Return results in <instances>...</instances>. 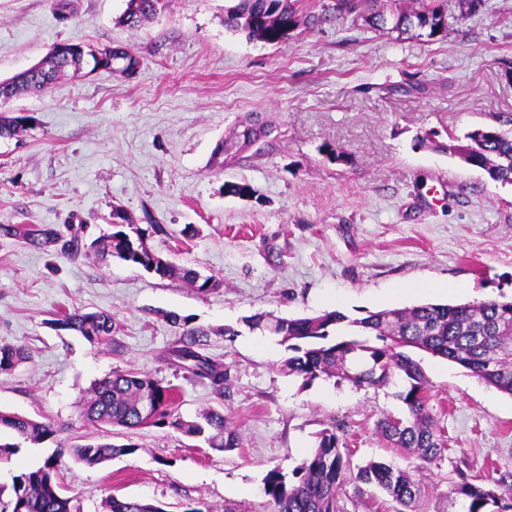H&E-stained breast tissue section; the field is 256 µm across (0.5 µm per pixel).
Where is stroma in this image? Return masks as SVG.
Listing matches in <instances>:
<instances>
[{"label": "stroma", "mask_w": 512, "mask_h": 512, "mask_svg": "<svg viewBox=\"0 0 512 512\" xmlns=\"http://www.w3.org/2000/svg\"><path fill=\"white\" fill-rule=\"evenodd\" d=\"M228 0H165L157 17L131 29L126 0H0V79L43 60L65 41L121 47L138 61L129 76L79 73L5 109L35 119L0 138V224L53 229L31 245L0 233V347L25 361L0 374V412L54 423L34 443L0 427V488L54 457L59 444L110 438L134 454L59 470L81 512H103L114 494L168 512L207 502L256 512L267 472L292 470L317 433L341 427L352 461L414 467L387 447L377 419L401 415L400 383L358 388L302 379L280 368L279 337L257 335L247 317L349 318L424 302L512 297V185L491 182L426 139L446 141L512 115V0H481L462 14L448 0V34L429 42L369 28L361 17L300 24L273 45L224 26ZM271 133L212 168L220 141L252 114ZM349 153L338 164L322 144ZM254 196L224 194V183ZM141 228L153 252L220 280L202 294L110 254L73 257L72 236L110 232L113 209ZM108 311L112 342L97 345L50 327L60 309ZM200 331L201 351L224 366L216 392L171 360L181 331ZM430 385V409L450 436L426 482L446 490L512 482V396L463 367L415 351ZM136 370L174 386L185 420L208 409L228 416L240 448H209L171 427H93L79 405L96 380Z\"/></svg>", "instance_id": "1"}]
</instances>
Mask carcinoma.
I'll use <instances>...</instances> for the list:
<instances>
[{
  "label": "carcinoma",
  "mask_w": 512,
  "mask_h": 512,
  "mask_svg": "<svg viewBox=\"0 0 512 512\" xmlns=\"http://www.w3.org/2000/svg\"><path fill=\"white\" fill-rule=\"evenodd\" d=\"M162 0H127L120 22L138 28L154 18ZM302 0H232L224 9V26L245 34L250 41L275 44L290 34L297 24ZM367 0H351L343 12L323 6L321 15L308 16L315 25L330 18H344L366 6ZM369 27L400 33L415 31L418 38L433 39L447 32L448 17L442 0H410V6L388 14L371 10L364 15ZM137 59L123 48L112 51L110 72L130 74ZM80 71L71 63L51 54L41 63L8 79L0 80L7 91L0 90V104H7L22 94L42 93L50 86ZM31 116H9L0 112V138H13L33 126ZM267 136V121L257 116L243 126L236 139L247 145L251 137ZM441 149L458 156L465 164L483 170L488 178L512 185V131L498 126H477L464 139L443 145ZM232 147L219 142L211 161L222 168L232 161ZM115 229L95 240L104 253L116 256L146 271H154L161 279L176 278L200 293L220 286L213 276H203L192 267L177 266L162 260L147 246L146 230L132 223L119 211L112 213ZM0 231L15 236L22 234L30 244L48 243L52 232L47 229L20 231L10 224H0ZM172 322L181 326L183 339L171 355L187 363L193 376L210 382L221 392L227 372L197 349V332L188 320L176 315ZM252 329L281 337L288 356L282 369L308 383L318 378H339L355 386H381L391 374L404 375L406 386L398 394L406 405L404 417L385 415L377 421L379 434L394 448H402L414 459L439 466L448 452V436L430 414L429 384L420 364L407 349L414 348L448 359L471 372L485 384L512 396V300L488 299L476 303H424L411 308H394L371 312L351 319L339 311L324 312L313 317L280 318L255 314L246 319ZM57 330L72 331L98 345L112 341V315L106 311L91 313L60 311L51 320ZM352 328L354 338L337 337L344 327ZM21 347H0V373L12 371L25 360ZM174 387L137 371H117L95 382L91 396L81 410L89 424L127 429L168 423L188 436L206 435L211 448L231 451L240 446L241 435L228 417L218 411L201 414L198 421L174 417ZM0 425L14 430L25 440L40 441L56 434L49 422H37L18 415L0 412ZM137 446L110 442L74 444L66 448L77 462L99 465L116 456L130 455ZM352 451L343 437L333 429L317 435L315 446L302 463L286 472L277 466L264 478V502L254 512H354V503L346 487L354 486L363 494L361 485L374 484L397 503V512H426L428 486L412 471L391 463L371 461L353 467ZM61 456L45 461L36 470L22 472L13 478L12 498L0 501V512H79L77 498L65 494L58 480ZM433 512H452L460 501L463 512H512V484L501 480L493 485L476 484L465 477L451 482L449 490L437 495ZM104 512H167L160 504L109 495Z\"/></svg>",
  "instance_id": "obj_1"
}]
</instances>
